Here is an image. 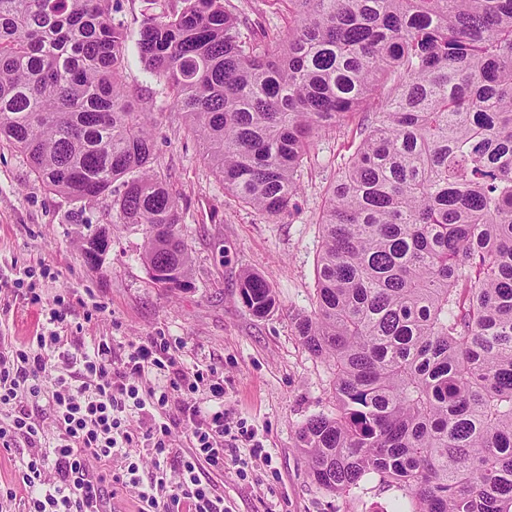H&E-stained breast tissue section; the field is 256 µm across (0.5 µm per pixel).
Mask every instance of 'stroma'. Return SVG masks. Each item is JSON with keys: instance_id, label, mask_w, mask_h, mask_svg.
Wrapping results in <instances>:
<instances>
[{"instance_id": "1", "label": "stroma", "mask_w": 512, "mask_h": 512, "mask_svg": "<svg viewBox=\"0 0 512 512\" xmlns=\"http://www.w3.org/2000/svg\"><path fill=\"white\" fill-rule=\"evenodd\" d=\"M165 7L164 0H112L116 22L132 39L146 17ZM123 82L137 108L160 115L155 169L187 226L192 285L170 290L152 283L141 259L145 229L113 223L112 195L79 201L50 191L24 156L0 147V331L20 340L35 335L62 298L72 311L63 348L106 336L118 344L160 334L182 338L185 364L215 369L229 422L253 429L269 453L251 457L248 443H240L245 475L231 465L212 475L230 512H391L397 492L378 481L348 497L319 487L297 442L304 422L336 411L332 367L302 344L292 319L313 309L322 245L317 218L327 187L354 150L361 114L316 142L293 209L270 221L240 206L205 165L201 146L186 137L181 115L137 53L129 55ZM91 224L110 227L111 245L99 266L82 252ZM42 266L47 276H39ZM28 268L34 278H23ZM248 272L276 294L265 317L240 300ZM22 285L39 288V304L21 299Z\"/></svg>"}]
</instances>
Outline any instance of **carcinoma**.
<instances>
[{
	"instance_id": "obj_1",
	"label": "carcinoma",
	"mask_w": 512,
	"mask_h": 512,
	"mask_svg": "<svg viewBox=\"0 0 512 512\" xmlns=\"http://www.w3.org/2000/svg\"><path fill=\"white\" fill-rule=\"evenodd\" d=\"M112 0H0V145L76 200L123 187L153 282L190 284L177 198L155 171L156 113L122 82ZM255 37L230 0H169L135 47L239 205L288 213L315 141L366 103L317 223L314 311L294 329L334 367L336 415L297 433L348 497L374 479L394 512H512V0H272ZM111 240L84 239L87 262ZM240 298L276 305L259 275Z\"/></svg>"
}]
</instances>
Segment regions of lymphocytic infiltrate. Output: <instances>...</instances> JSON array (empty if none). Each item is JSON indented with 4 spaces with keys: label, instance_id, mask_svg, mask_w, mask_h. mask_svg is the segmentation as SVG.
<instances>
[{
    "label": "lymphocytic infiltrate",
    "instance_id": "1",
    "mask_svg": "<svg viewBox=\"0 0 512 512\" xmlns=\"http://www.w3.org/2000/svg\"><path fill=\"white\" fill-rule=\"evenodd\" d=\"M69 314L60 300L36 336L20 343L0 336V449L12 451L21 440L29 447L0 500H16L20 485L26 512H94L97 500L121 490L134 493L139 512H229L202 478L223 472L227 458L222 383L185 366L181 341L166 336L128 342L121 357L104 337L58 353ZM57 353L65 370L52 362ZM203 384L213 404L193 400ZM42 410L57 423L53 435L35 419ZM176 428L188 450L174 448ZM137 453L151 459L148 476L132 461ZM118 458L124 467L112 468Z\"/></svg>",
    "mask_w": 512,
    "mask_h": 512
}]
</instances>
